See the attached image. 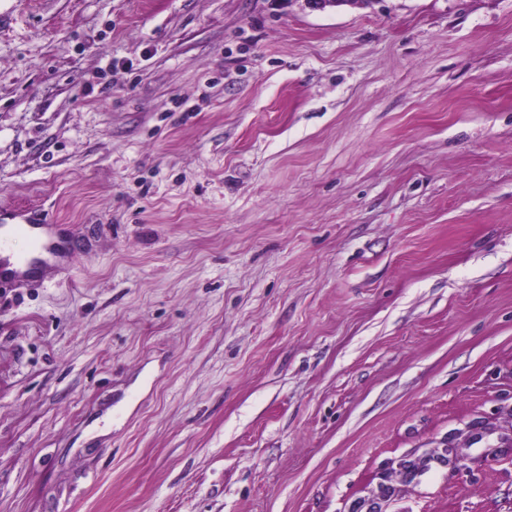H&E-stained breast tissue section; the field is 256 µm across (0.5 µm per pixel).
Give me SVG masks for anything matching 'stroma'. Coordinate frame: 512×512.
I'll list each match as a JSON object with an SVG mask.
<instances>
[{
	"mask_svg": "<svg viewBox=\"0 0 512 512\" xmlns=\"http://www.w3.org/2000/svg\"><path fill=\"white\" fill-rule=\"evenodd\" d=\"M0 14V512H512V0ZM49 222L48 214L43 213L42 210H23L13 216L5 217L0 214V223L5 225L15 224L12 226L15 231L29 233L34 241L44 251L48 250L52 243L50 241L45 242V240H43L35 230L39 229L50 232Z\"/></svg>",
	"mask_w": 512,
	"mask_h": 512,
	"instance_id": "stroma-1",
	"label": "stroma"
}]
</instances>
